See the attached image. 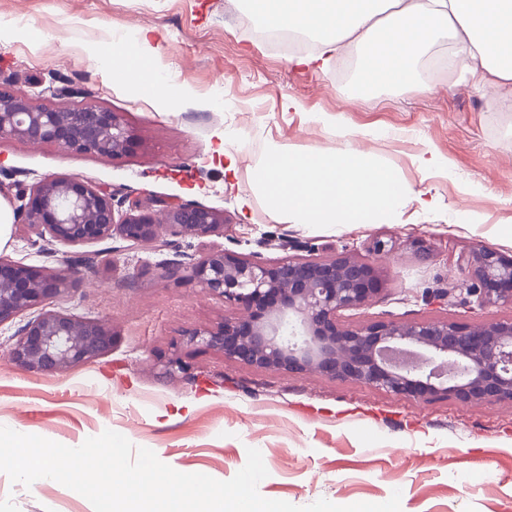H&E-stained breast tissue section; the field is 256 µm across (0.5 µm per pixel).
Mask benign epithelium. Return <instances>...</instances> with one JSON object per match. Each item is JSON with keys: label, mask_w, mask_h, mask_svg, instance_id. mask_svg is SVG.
<instances>
[{"label": "benign epithelium", "mask_w": 512, "mask_h": 512, "mask_svg": "<svg viewBox=\"0 0 512 512\" xmlns=\"http://www.w3.org/2000/svg\"><path fill=\"white\" fill-rule=\"evenodd\" d=\"M53 143L67 153L118 158L133 138L123 114L89 102L59 107L0 87V141ZM15 214L28 232L63 246L118 237L151 244L173 236L224 235V213L170 202L161 212L122 210L113 197L75 176L21 185ZM457 265L477 281V306L512 307V255L482 248ZM81 274L68 265L46 274L0 257V325L38 304L60 298ZM162 276L199 284L246 314L187 341L219 350L257 369L317 372L418 400L451 398L462 405L512 403V316L491 321L431 317L405 323H353L344 312L367 306L383 282L370 263L343 252L288 256L274 262L221 250L183 253L162 265ZM12 359L32 370L63 371L112 348L101 321L55 310L39 312L18 332Z\"/></svg>", "instance_id": "7a95c632"}]
</instances>
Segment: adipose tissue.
Segmentation results:
<instances>
[{
  "instance_id": "adipose-tissue-1",
  "label": "adipose tissue",
  "mask_w": 512,
  "mask_h": 512,
  "mask_svg": "<svg viewBox=\"0 0 512 512\" xmlns=\"http://www.w3.org/2000/svg\"><path fill=\"white\" fill-rule=\"evenodd\" d=\"M251 11L272 32L316 36L311 53L297 64L324 65L350 43L369 49L363 67L371 85L408 81L431 44L452 39L455 63L464 65L476 86L512 84V0H248ZM125 82L166 79L159 51L147 32L123 41Z\"/></svg>"
}]
</instances>
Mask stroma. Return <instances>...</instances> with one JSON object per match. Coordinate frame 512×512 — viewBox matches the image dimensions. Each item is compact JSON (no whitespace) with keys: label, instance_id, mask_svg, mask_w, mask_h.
<instances>
[{"label":"stroma","instance_id":"1","mask_svg":"<svg viewBox=\"0 0 512 512\" xmlns=\"http://www.w3.org/2000/svg\"><path fill=\"white\" fill-rule=\"evenodd\" d=\"M225 0H0V18L23 29L0 42V85L60 106L92 102L122 113L134 134L124 156L70 154L51 144L0 142V200L18 185L74 175L113 198L151 210L177 200L222 210L226 228L212 245L274 261L348 249L378 266L383 289L352 322H414L512 315L476 309L458 256L492 247L512 254V86L479 91L461 68L446 84L411 81L383 89L362 81L364 46L351 45L323 69L294 66L289 54L252 38ZM151 29L169 80L193 91L146 98L96 67L87 45L106 49L128 31ZM349 64L350 78L336 72ZM297 106L284 110L285 99ZM323 112L335 124L313 122ZM321 153L344 144L394 164L413 191L437 197L439 212L408 205L397 224L315 229L277 222L256 197L249 168L268 140ZM239 160L234 185L213 154L217 142ZM433 150L447 172L425 174L414 155ZM432 249L428 259L414 238ZM387 250L377 254L376 242ZM191 236L162 233L152 245L113 238L64 247L33 241L11 224L0 256L46 271L81 262L84 277L52 309L105 322V355L62 372L18 365L10 351L33 316L0 326V426L68 447L112 430L134 447L188 474L226 481L260 450L268 499L306 506L382 503L401 493V512H512V403L430 402L317 374L257 370L214 350L187 345L195 328L239 315L238 306L197 284L162 277L160 261L199 249ZM180 358L183 371L165 365ZM0 512H94L79 493L49 480L28 488L0 472Z\"/></svg>","mask_w":512,"mask_h":512}]
</instances>
